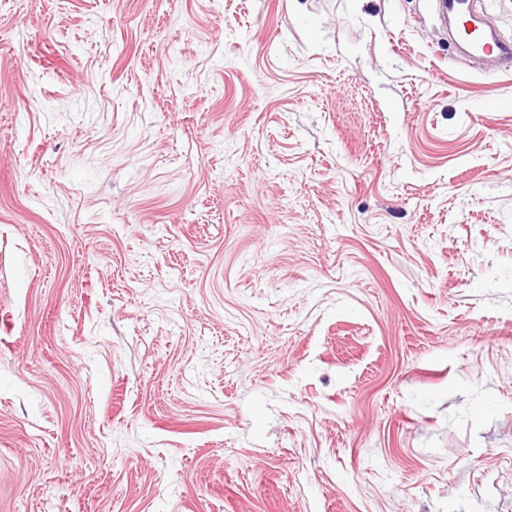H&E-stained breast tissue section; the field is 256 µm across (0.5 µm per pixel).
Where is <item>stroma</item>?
<instances>
[{"mask_svg":"<svg viewBox=\"0 0 512 512\" xmlns=\"http://www.w3.org/2000/svg\"><path fill=\"white\" fill-rule=\"evenodd\" d=\"M0 512H512V75L432 0H0Z\"/></svg>","mask_w":512,"mask_h":512,"instance_id":"1","label":"stroma"}]
</instances>
